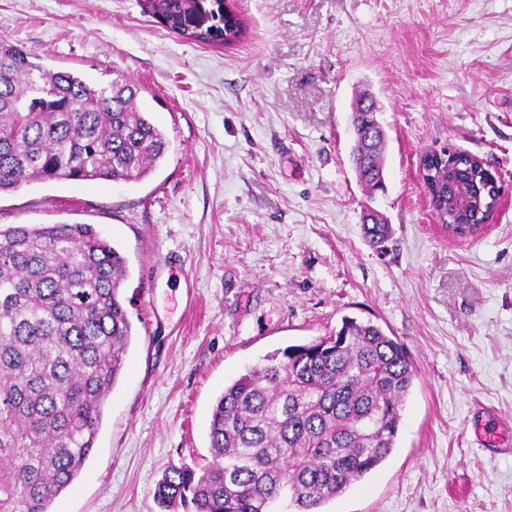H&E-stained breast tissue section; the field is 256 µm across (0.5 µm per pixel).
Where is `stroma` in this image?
I'll return each mask as SVG.
<instances>
[{
	"mask_svg": "<svg viewBox=\"0 0 512 512\" xmlns=\"http://www.w3.org/2000/svg\"><path fill=\"white\" fill-rule=\"evenodd\" d=\"M248 39L200 44L144 0H0V38L95 84L122 74L165 133L135 183L0 194V227L91 224L126 257L125 368L54 512H163V474L211 458L225 386L343 317L379 325L417 376L387 460L324 512H512V0H238ZM378 101L386 191L351 162L352 101ZM505 197L469 242L419 174L443 148ZM392 227L383 248L361 216Z\"/></svg>",
	"mask_w": 512,
	"mask_h": 512,
	"instance_id": "35a3bbf8",
	"label": "stroma"
}]
</instances>
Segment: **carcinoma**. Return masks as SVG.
Returning <instances> with one entry per match:
<instances>
[{"instance_id": "1", "label": "carcinoma", "mask_w": 512, "mask_h": 512, "mask_svg": "<svg viewBox=\"0 0 512 512\" xmlns=\"http://www.w3.org/2000/svg\"><path fill=\"white\" fill-rule=\"evenodd\" d=\"M226 44L249 26L224 0ZM141 88L118 74L91 84L53 72L0 39V194L34 181L147 177L168 142L138 105ZM356 174L384 189L385 131L370 103ZM494 176L462 152L434 166L438 220L460 237L492 218ZM374 246L390 225L363 215ZM127 260L91 224L0 228V512H51L80 475L105 402L125 366L131 323L122 297ZM416 377L405 347L371 322L339 329L241 375L213 407L212 461L173 468L157 486L163 508L190 512H322L396 447Z\"/></svg>"}]
</instances>
